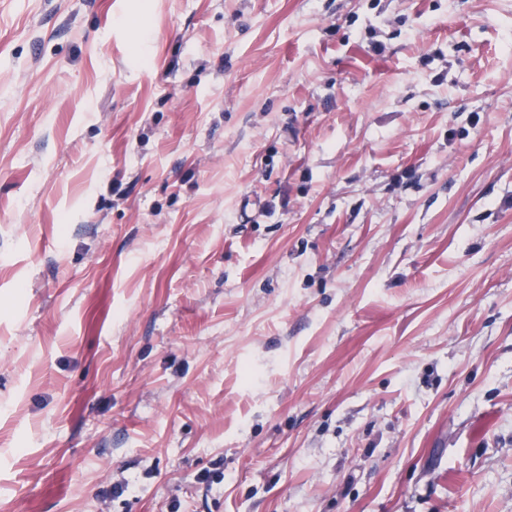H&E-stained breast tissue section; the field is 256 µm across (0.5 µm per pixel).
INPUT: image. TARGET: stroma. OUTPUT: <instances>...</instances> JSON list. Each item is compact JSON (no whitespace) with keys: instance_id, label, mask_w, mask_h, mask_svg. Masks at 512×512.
<instances>
[{"instance_id":"35a3bbf8","label":"stroma","mask_w":512,"mask_h":512,"mask_svg":"<svg viewBox=\"0 0 512 512\" xmlns=\"http://www.w3.org/2000/svg\"><path fill=\"white\" fill-rule=\"evenodd\" d=\"M509 196L512 0H0V512H512Z\"/></svg>"}]
</instances>
